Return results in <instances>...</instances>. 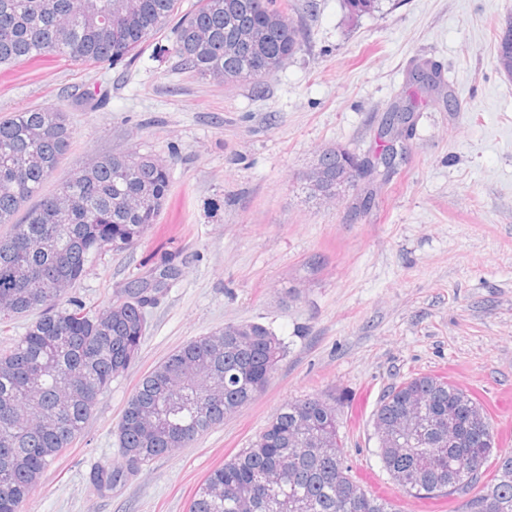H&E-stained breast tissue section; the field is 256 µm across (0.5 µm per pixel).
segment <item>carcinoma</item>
<instances>
[{
    "mask_svg": "<svg viewBox=\"0 0 512 512\" xmlns=\"http://www.w3.org/2000/svg\"><path fill=\"white\" fill-rule=\"evenodd\" d=\"M354 21L380 0H343ZM173 26V53L201 79L248 81L257 89L302 47L300 30L277 0H0V66L55 56L76 64L117 65ZM260 46L238 44L247 31ZM497 69L512 77V17L501 26ZM412 81L441 92L445 81L428 62ZM413 102L386 113L382 134L400 135L414 119ZM64 111L44 106L0 119V316L40 315L0 352V512H22L50 464L71 447L99 397L138 361L147 309L164 288L137 278L92 312L68 296L90 255L135 244L155 224L170 191L167 169L136 150L104 155L71 171L55 193L45 182L70 150ZM38 203L22 221L16 215ZM232 325L199 336L146 374L117 426L121 462L93 474L100 492L184 448L268 385L285 345L261 324L228 336ZM345 394H320L279 409L251 447L214 469L189 512H396L370 493L347 463L338 408ZM456 407L455 435L448 408ZM378 455L397 488L416 498L451 497L473 488L477 462L487 461L496 434L483 406L446 377L418 375L390 388L376 408ZM512 512V453L499 456L493 480L466 500L463 512Z\"/></svg>",
    "mask_w": 512,
    "mask_h": 512,
    "instance_id": "obj_1",
    "label": "carcinoma"
}]
</instances>
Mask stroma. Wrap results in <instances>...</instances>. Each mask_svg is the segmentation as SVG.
Listing matches in <instances>:
<instances>
[{
  "label": "stroma",
  "mask_w": 512,
  "mask_h": 512,
  "mask_svg": "<svg viewBox=\"0 0 512 512\" xmlns=\"http://www.w3.org/2000/svg\"><path fill=\"white\" fill-rule=\"evenodd\" d=\"M301 51L262 89L181 70L163 33L131 63L93 67L53 56L0 68V119L54 106L72 146L48 181L131 149L162 160L171 189L136 244L91 256L71 295L89 309L177 258L148 314L137 363L113 380L24 512H188L207 475L257 439L286 402L345 392L340 433L363 486L399 512H457L465 494L400 495L377 453L373 414L385 391L437 374L480 402L512 453V78L495 67L512 0H383L349 21L342 0H287ZM439 64L450 102L408 81ZM105 103L76 104L86 87ZM417 96L415 133L369 213L366 182L319 205L304 174L324 150L375 155L378 121ZM297 299H289V289ZM259 322L287 351L264 392L192 444L104 493L93 470L118 462L116 425L143 375L224 324Z\"/></svg>",
  "instance_id": "35a3bbf8"
}]
</instances>
